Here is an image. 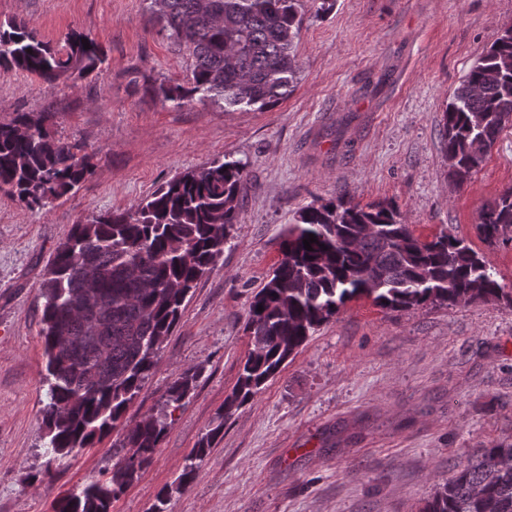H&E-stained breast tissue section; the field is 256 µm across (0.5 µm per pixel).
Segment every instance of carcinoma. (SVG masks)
I'll return each mask as SVG.
<instances>
[{"instance_id": "carcinoma-1", "label": "carcinoma", "mask_w": 512, "mask_h": 512, "mask_svg": "<svg viewBox=\"0 0 512 512\" xmlns=\"http://www.w3.org/2000/svg\"><path fill=\"white\" fill-rule=\"evenodd\" d=\"M155 20L178 46L190 49L187 85L152 86L180 108L193 100L224 102V111L267 110L299 79L294 53L303 0H150ZM72 33L44 42L23 23L0 24V70H21L53 83L85 77L104 62L93 40ZM449 173L462 185L512 125V24L472 63L441 117ZM92 155L55 139L40 121L19 112L0 123V193L30 209L65 197L91 176ZM246 183L239 161H214L161 185L134 208L73 225L41 284L45 383L42 409L49 462L62 460L115 429L124 456L106 478L94 477L55 502V512H110L112 499L153 462L173 412L191 398L202 370L185 371L156 411L123 422L144 381L156 370L152 338L169 336L186 300L224 251L238 223ZM512 227V188L479 214L477 230L495 240ZM315 235L312 250L303 240ZM368 296L383 309L504 302L512 291L461 239L442 234L423 243L383 202L339 201L303 207L288 227L282 258L249 304V352L224 413L186 456L179 488L192 483L224 419L249 402L309 337L346 302ZM95 305L89 317L87 303ZM263 311H258V307ZM140 459L132 470L127 457ZM422 512H512V442L497 443L437 488Z\"/></svg>"}]
</instances>
